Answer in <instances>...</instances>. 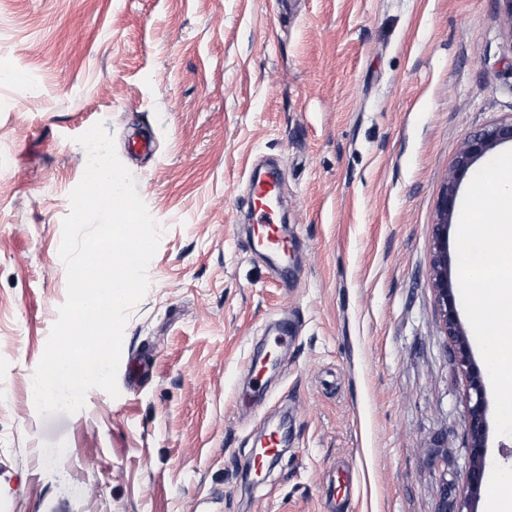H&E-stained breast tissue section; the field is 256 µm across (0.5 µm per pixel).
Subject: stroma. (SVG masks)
Here are the masks:
<instances>
[{
  "mask_svg": "<svg viewBox=\"0 0 512 512\" xmlns=\"http://www.w3.org/2000/svg\"><path fill=\"white\" fill-rule=\"evenodd\" d=\"M1 69L21 78L0 80V512H436L463 488L468 387L432 261L456 156L512 119L501 0H0ZM98 122L163 235L118 397L42 415L76 138ZM265 162L288 276L249 247L245 167ZM488 461L471 508L512 512V436L489 431Z\"/></svg>",
  "mask_w": 512,
  "mask_h": 512,
  "instance_id": "35a3bbf8",
  "label": "stroma"
}]
</instances>
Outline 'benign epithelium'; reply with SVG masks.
Here are the masks:
<instances>
[{"label": "benign epithelium", "instance_id": "benign-epithelium-1", "mask_svg": "<svg viewBox=\"0 0 512 512\" xmlns=\"http://www.w3.org/2000/svg\"><path fill=\"white\" fill-rule=\"evenodd\" d=\"M505 142H512V121L493 123L471 137L455 159L452 176L439 202L441 232L437 237L432 279L445 335L452 343L454 360L463 370L468 382L469 405L465 437L469 453V470L466 486L451 505L448 504V486H443L437 512H471L469 503L479 494L485 476L488 441L485 372L472 358L467 336L456 311L453 286L449 277L450 258L446 240L448 222L458 205L460 181L479 158Z\"/></svg>", "mask_w": 512, "mask_h": 512}]
</instances>
